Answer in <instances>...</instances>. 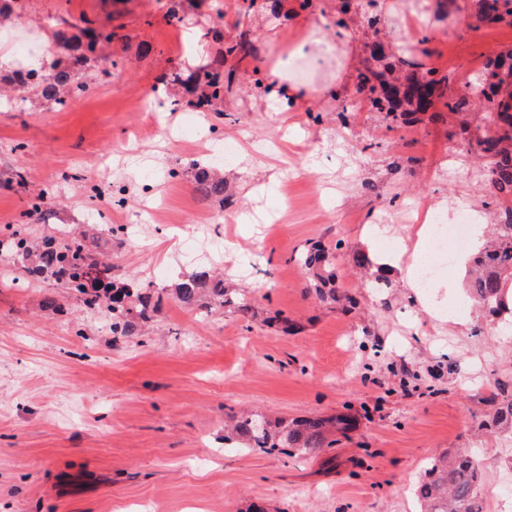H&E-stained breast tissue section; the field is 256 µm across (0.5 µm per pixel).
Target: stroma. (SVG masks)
I'll return each instance as SVG.
<instances>
[{
  "label": "stroma",
  "instance_id": "35a3bbf8",
  "mask_svg": "<svg viewBox=\"0 0 512 512\" xmlns=\"http://www.w3.org/2000/svg\"><path fill=\"white\" fill-rule=\"evenodd\" d=\"M387 3L345 14L340 0H182L174 19L169 0H25L19 20L34 38L116 37L112 67L86 73L89 91L66 107L0 86V239L127 226L112 274L149 283L162 302L142 335L116 343L107 309L21 283L16 264L0 263V512H420L413 486L452 448L479 449L484 512H503L512 434L483 426L493 398L512 392V314L488 318L470 303L468 251L426 291L406 286L403 266L378 287L353 255L378 262L413 248L427 205L450 227L468 213L471 248L500 218L461 132L484 125V98L459 117L438 100L416 124H388L358 85L370 44L396 77L435 70L451 98L512 55V17L487 23L462 0L415 44L401 29L404 0ZM340 27L355 47L341 97L271 111L281 41ZM228 47L224 102L197 111L173 76ZM152 96L155 111H140ZM202 137L220 155L224 197L201 204L191 164L209 162ZM381 222L386 233L370 236ZM316 241L335 247L352 311L307 292L299 257ZM194 244L246 294L253 321L224 308L203 317L171 297L195 268ZM48 297L58 309L44 308ZM275 314L301 332L266 326ZM244 412L344 413L355 427L312 457L266 454L225 445V420Z\"/></svg>",
  "mask_w": 512,
  "mask_h": 512
}]
</instances>
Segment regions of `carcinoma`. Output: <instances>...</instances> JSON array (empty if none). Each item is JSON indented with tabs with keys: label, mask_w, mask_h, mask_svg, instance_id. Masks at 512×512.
<instances>
[{
	"label": "carcinoma",
	"mask_w": 512,
	"mask_h": 512,
	"mask_svg": "<svg viewBox=\"0 0 512 512\" xmlns=\"http://www.w3.org/2000/svg\"><path fill=\"white\" fill-rule=\"evenodd\" d=\"M477 12L488 21H500L512 16V0H476ZM56 46L69 51L67 65L57 59L51 72L16 70L7 80L18 86L23 78L33 80L30 90L42 100L56 106L65 105L67 95H80L86 84L81 75L97 68L101 58L81 38L54 32ZM205 74L207 82L200 81ZM195 71L189 83L201 89L192 106L204 112L224 100V58H216L208 70ZM512 79V66L502 73L498 82L476 91L490 104L492 112L486 118L485 135L467 139L468 146L477 151L484 161L487 186L495 202L503 209L502 220L493 225L490 241L470 261L467 292L476 305L491 316L512 309V93L506 91ZM445 79H436L433 72L424 75L413 71L405 82L397 83L391 69L367 68L360 74V85L369 92V103L375 112L400 119L404 123L416 121V114L431 104L430 97L443 95ZM196 191L202 199L224 196V179L208 169L196 176ZM27 243L18 259L28 279L53 281L80 296L87 308L101 305L112 311V341L118 342L136 336L153 320L158 302L143 288L128 283L110 281L98 288L87 286L86 269L106 264L100 254L90 248L87 234L73 233L58 237L54 234L39 239H27L17 233L0 240V247L8 250L14 243ZM300 262L321 301L342 304L348 310L356 301L336 293V278L330 270V255L325 246L313 243L300 256ZM174 298L187 307L208 310L212 306L232 309L244 316L252 313L246 299L234 288L224 286V279L209 269H201L174 283ZM493 427L512 432V397L495 403L491 418ZM352 427L346 415L333 419L308 417L289 422L285 419L259 418L253 414L235 420L224 435L226 441H236L259 452L292 448L306 455H314L336 444L330 433L346 435ZM482 471L479 461L466 448H458L431 461L415 485L414 493L422 512H484L480 498Z\"/></svg>",
	"instance_id": "obj_1"
}]
</instances>
